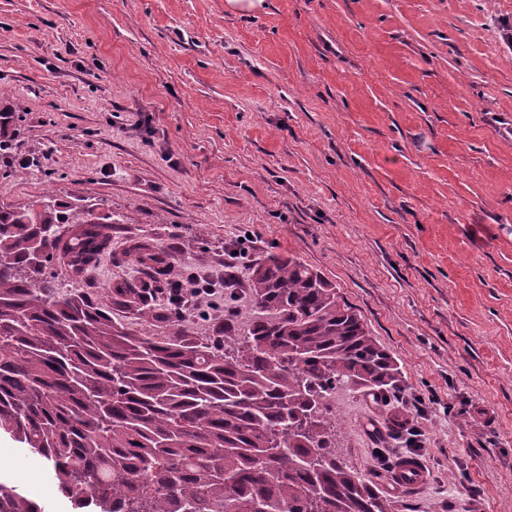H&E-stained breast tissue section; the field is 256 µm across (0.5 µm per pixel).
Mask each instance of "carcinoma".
Listing matches in <instances>:
<instances>
[{
    "label": "carcinoma",
    "instance_id": "1",
    "mask_svg": "<svg viewBox=\"0 0 512 512\" xmlns=\"http://www.w3.org/2000/svg\"><path fill=\"white\" fill-rule=\"evenodd\" d=\"M61 224L80 225L62 245L49 235ZM109 229L77 205H0V433L49 463L73 512H393L337 456L328 398L381 402L402 371L331 282L270 253L249 267L245 337L136 336L48 272L59 253L97 262ZM133 251L152 283L115 303L173 321L153 299L163 253ZM0 512L44 510L0 482Z\"/></svg>",
    "mask_w": 512,
    "mask_h": 512
}]
</instances>
